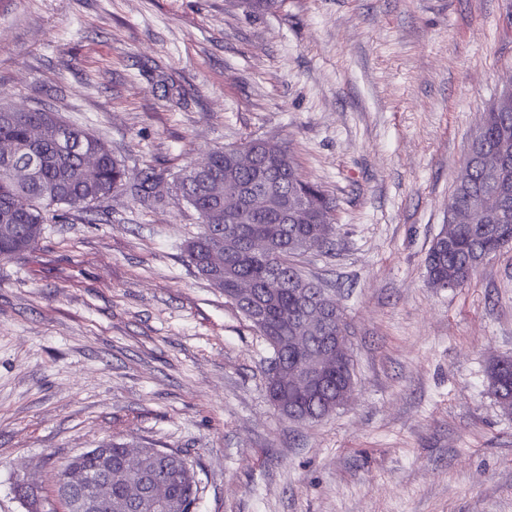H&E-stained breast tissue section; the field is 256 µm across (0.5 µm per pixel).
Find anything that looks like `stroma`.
I'll use <instances>...</instances> for the list:
<instances>
[{"instance_id": "35a3bbf8", "label": "stroma", "mask_w": 512, "mask_h": 512, "mask_svg": "<svg viewBox=\"0 0 512 512\" xmlns=\"http://www.w3.org/2000/svg\"><path fill=\"white\" fill-rule=\"evenodd\" d=\"M512 83V0H0V105L93 131L161 202L120 191L0 258V512H65L57 473L112 440L198 463L197 512H512V247L464 287L425 258L489 102ZM289 147L336 202L296 257L343 308L354 388L288 420L271 351L184 255L176 193L213 148ZM488 388L497 402L505 409L512 410V357L496 360L487 372Z\"/></svg>"}]
</instances>
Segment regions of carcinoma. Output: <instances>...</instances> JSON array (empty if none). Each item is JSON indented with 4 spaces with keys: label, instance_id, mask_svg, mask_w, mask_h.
Listing matches in <instances>:
<instances>
[{
    "label": "carcinoma",
    "instance_id": "1",
    "mask_svg": "<svg viewBox=\"0 0 512 512\" xmlns=\"http://www.w3.org/2000/svg\"><path fill=\"white\" fill-rule=\"evenodd\" d=\"M0 258L21 255L33 249L42 235L43 225L79 215L108 200L119 189L131 191L146 202L153 197L160 175L145 173L132 182L124 165L112 149L95 134L63 121L46 109L20 112L0 106ZM257 152L252 170L237 168L235 156L223 149L209 154L210 167L200 173L188 166L175 181V189L197 212L202 224L200 234L186 244V255L198 275L232 299L235 282L224 277L209 263L212 249L224 246V201L213 186L226 179L244 189L268 194L274 204L291 193L300 194L317 205L307 220L293 223L275 207L239 222L241 238L260 236L270 242L271 250L258 256L242 246L230 256L234 274L252 281L257 289L254 306H242L239 312L265 338L273 351L271 362L297 369L311 354L336 342L344 313L328 315L326 327L307 326L310 310L323 305L331 296L312 279L305 277L290 258L332 246L333 205L323 190L307 181L299 172L290 151L266 140L248 142ZM474 151L495 152L500 163L493 173L484 170L477 159L470 161L471 172L460 171L448 198V208H471L485 194L506 190L509 204L495 223H485L472 215L466 224L445 225L443 237H437L427 254V280L432 288L448 284H467L483 261L512 245V103L505 108L492 106L484 113L480 128L472 137ZM97 157V167L89 173L83 154ZM34 161L29 177L20 180L16 166ZM297 336L308 337L301 348ZM488 388L497 402L512 410V357L496 360L487 372ZM353 386L352 355H345L335 366L322 373L313 389L288 394L287 418L294 421L319 420L340 406ZM162 459L180 467L179 483L172 489L167 512H195L200 494L197 463L177 449H161ZM135 476L112 469V512H127L128 500L138 497Z\"/></svg>",
    "mask_w": 512,
    "mask_h": 512
}]
</instances>
